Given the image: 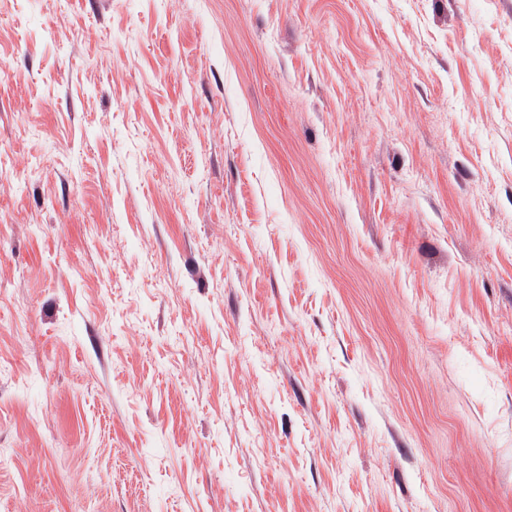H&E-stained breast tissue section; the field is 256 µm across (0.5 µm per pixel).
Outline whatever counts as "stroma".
Instances as JSON below:
<instances>
[{
  "label": "stroma",
  "instance_id": "stroma-1",
  "mask_svg": "<svg viewBox=\"0 0 512 512\" xmlns=\"http://www.w3.org/2000/svg\"><path fill=\"white\" fill-rule=\"evenodd\" d=\"M0 512H512V0H0Z\"/></svg>",
  "mask_w": 512,
  "mask_h": 512
}]
</instances>
